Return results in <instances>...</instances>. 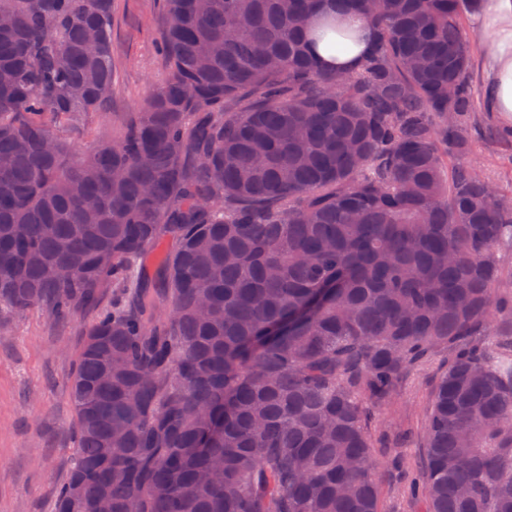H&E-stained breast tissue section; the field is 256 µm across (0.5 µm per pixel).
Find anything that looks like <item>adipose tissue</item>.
<instances>
[{
  "label": "adipose tissue",
  "mask_w": 512,
  "mask_h": 512,
  "mask_svg": "<svg viewBox=\"0 0 512 512\" xmlns=\"http://www.w3.org/2000/svg\"><path fill=\"white\" fill-rule=\"evenodd\" d=\"M335 20L339 29L349 33L353 41L348 50L336 52L321 36L322 25ZM475 29L490 33L491 41L474 62L481 83L486 109L497 116L501 124H512V0H483L478 14L473 16ZM313 37L312 50L323 67L330 70L355 69L372 46V36L360 17L340 10L335 0H323L309 26Z\"/></svg>",
  "instance_id": "ef3b65f1"
}]
</instances>
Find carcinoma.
<instances>
[{
	"label": "carcinoma",
	"mask_w": 512,
	"mask_h": 512,
	"mask_svg": "<svg viewBox=\"0 0 512 512\" xmlns=\"http://www.w3.org/2000/svg\"><path fill=\"white\" fill-rule=\"evenodd\" d=\"M343 2L375 35L349 73L304 38L320 0H166L165 78L116 116L112 0H0V313L115 297L83 330L54 512H381L377 449L406 437L367 403L442 351L425 512H512V191L470 160L478 0ZM88 116L79 151L59 128ZM61 130L75 147L87 148L98 139L102 128L95 120L87 119L83 125L77 128L63 127Z\"/></svg>",
	"instance_id": "obj_1"
}]
</instances>
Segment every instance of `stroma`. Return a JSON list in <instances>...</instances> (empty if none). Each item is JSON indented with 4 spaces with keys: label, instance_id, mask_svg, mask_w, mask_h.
I'll list each match as a JSON object with an SVG mask.
<instances>
[{
    "label": "stroma",
    "instance_id": "stroma-1",
    "mask_svg": "<svg viewBox=\"0 0 512 512\" xmlns=\"http://www.w3.org/2000/svg\"><path fill=\"white\" fill-rule=\"evenodd\" d=\"M165 24L162 0H115L112 45L116 71L107 101L109 112H135L163 79L166 62L157 50ZM472 119L476 141L471 153L484 176L512 187V139L500 136L483 99ZM111 292L65 321H51L33 308L8 314L10 328L0 335V512H52L57 488L67 477L75 448L68 378L82 343V329ZM445 360L436 355L407 372L396 398L371 406L382 429L409 432L402 455L410 469L424 465L427 409Z\"/></svg>",
    "mask_w": 512,
    "mask_h": 512
}]
</instances>
